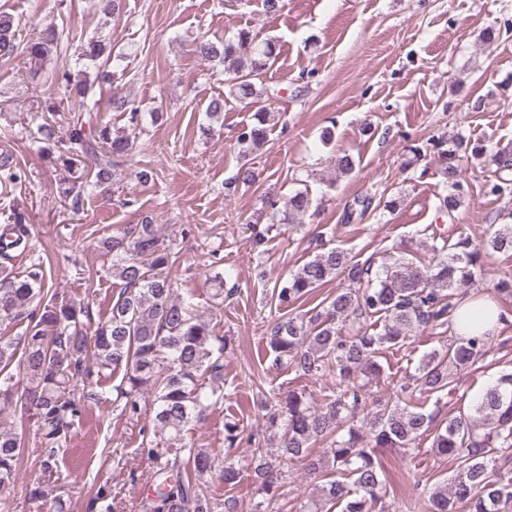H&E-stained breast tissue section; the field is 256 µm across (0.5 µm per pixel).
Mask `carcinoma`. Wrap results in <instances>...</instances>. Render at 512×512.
<instances>
[{
	"instance_id": "cac0c4a2",
	"label": "carcinoma",
	"mask_w": 512,
	"mask_h": 512,
	"mask_svg": "<svg viewBox=\"0 0 512 512\" xmlns=\"http://www.w3.org/2000/svg\"><path fill=\"white\" fill-rule=\"evenodd\" d=\"M19 27L15 14L0 11V62L24 54L34 65L32 78L65 89L70 105L46 103L47 116L29 137L54 164L81 172V190L66 193L77 209L84 195L112 181L114 168L129 157L141 133L142 108L134 100L112 98V109L126 120L122 127L92 116L96 88L125 76L126 56L99 36L73 37L55 24L27 41L19 37ZM196 53L226 65L232 74L229 95L254 109L253 122L237 137L239 153L251 155L269 133L267 102L275 93L257 81L274 61L276 46H258L242 29L232 38L197 42ZM408 151L417 160L428 151L444 160L439 210L450 216L466 195L456 165L460 153L480 160L488 148L438 137L414 143ZM491 161L498 171L491 192L511 200L512 148H497ZM23 177L11 155L0 156L1 183L15 185ZM310 207L308 191L298 190L281 213H273L272 223L296 224ZM0 215V323L28 310L21 334L0 335V408L18 417L0 429V512H16L8 488L25 464L27 420L37 426L35 464L44 479L26 486L25 497L65 512L66 500L57 494L59 464L92 405L105 399L102 379L119 371L123 376L113 402L121 415L141 418L146 411L142 399L152 397L154 416L139 431L150 471L138 512H241L236 497L218 501L210 496L202 482L206 474L232 488L250 477L264 494L256 507L280 512L283 466L297 464L317 480V494L302 501L297 512H385L382 451L412 455L424 436L431 438L437 456L457 462L449 485L427 490L421 503L425 512H509L512 507V371L500 372L483 394L445 421L420 403L424 394L451 390L454 373L475 366L490 351L495 333L477 329L485 309L458 311V289L482 270L488 252L512 255V207L506 213L511 222L499 225L481 244L460 236L432 246L429 266L388 254L376 267L352 261L342 249L323 248L277 281L273 294L285 308L339 276L349 281L324 306L290 314L263 336L272 367L286 368L298 380L331 375L334 384L319 404L303 389L278 393L268 420L278 429L280 461L253 439L252 453L241 464L225 459L242 441L235 422L224 423L222 456L184 442L188 425L224 401L226 341L196 314L192 297L174 294L175 259L156 226L147 219L100 239L99 248L111 257L109 270L123 288L112 300L109 317L96 321L89 304L46 287L42 264L14 274L7 265L10 252L31 249L32 228L17 208ZM492 293L496 306L511 299L512 277L494 281ZM456 321L466 335L425 354L388 399H369V384L383 373L380 359L387 352L407 347L420 329L450 331ZM17 359L19 373L13 370ZM319 440L327 448L315 456L312 448ZM90 512H115L109 482L95 486Z\"/></svg>"
}]
</instances>
